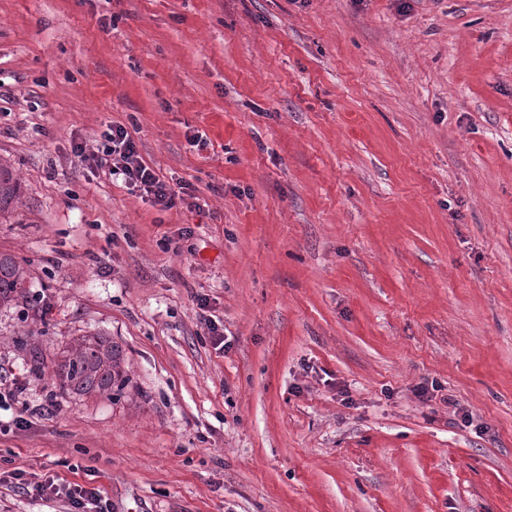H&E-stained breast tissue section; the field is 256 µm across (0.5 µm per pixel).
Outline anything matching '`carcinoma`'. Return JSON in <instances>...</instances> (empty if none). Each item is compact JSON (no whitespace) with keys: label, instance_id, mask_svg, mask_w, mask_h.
I'll return each mask as SVG.
<instances>
[{"label":"carcinoma","instance_id":"1","mask_svg":"<svg viewBox=\"0 0 512 512\" xmlns=\"http://www.w3.org/2000/svg\"><path fill=\"white\" fill-rule=\"evenodd\" d=\"M18 194V185L8 167L0 165V209L6 208ZM25 288V269L16 257L0 254V306L17 300ZM124 356L112 337L105 333L80 336L63 347L52 363L36 361L33 371L49 375L63 393L112 397V392L128 383L122 367Z\"/></svg>","mask_w":512,"mask_h":512}]
</instances>
